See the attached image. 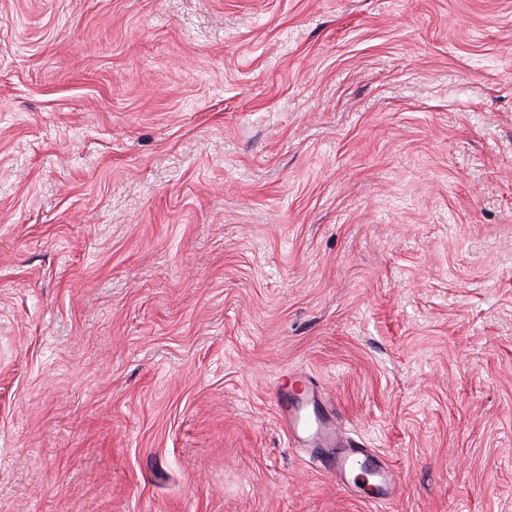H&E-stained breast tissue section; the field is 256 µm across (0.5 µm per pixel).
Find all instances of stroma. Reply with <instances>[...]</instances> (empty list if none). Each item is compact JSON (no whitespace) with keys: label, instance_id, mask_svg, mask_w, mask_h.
<instances>
[{"label":"stroma","instance_id":"1","mask_svg":"<svg viewBox=\"0 0 512 512\" xmlns=\"http://www.w3.org/2000/svg\"><path fill=\"white\" fill-rule=\"evenodd\" d=\"M0 512H512V0H0ZM309 392L312 393L310 398L299 399ZM278 413L288 435L297 444L308 448L321 467L331 471L336 480L346 485L345 480L359 472L376 488L375 499H396L391 472L367 448H347L334 417L323 401L319 405L306 376L299 373L289 376V383L287 381L283 390L280 389Z\"/></svg>","mask_w":512,"mask_h":512}]
</instances>
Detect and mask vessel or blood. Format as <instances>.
Returning <instances> with one entry per match:
<instances>
[{"label": "vessel or blood", "instance_id": "vessel-or-blood-1", "mask_svg": "<svg viewBox=\"0 0 512 512\" xmlns=\"http://www.w3.org/2000/svg\"><path fill=\"white\" fill-rule=\"evenodd\" d=\"M311 382L294 373L284 384L278 400V413L289 436L305 446L322 468L331 471L338 481L361 473L376 489V499L392 501L397 497L390 471L368 449L350 448L327 406L313 398Z\"/></svg>", "mask_w": 512, "mask_h": 512}]
</instances>
